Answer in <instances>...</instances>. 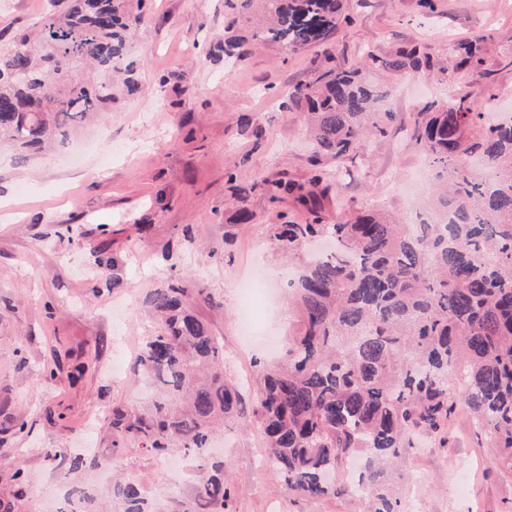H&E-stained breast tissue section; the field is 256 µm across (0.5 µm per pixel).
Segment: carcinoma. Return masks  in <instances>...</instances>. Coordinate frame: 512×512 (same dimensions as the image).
I'll list each match as a JSON object with an SVG mask.
<instances>
[{
  "label": "carcinoma",
  "mask_w": 512,
  "mask_h": 512,
  "mask_svg": "<svg viewBox=\"0 0 512 512\" xmlns=\"http://www.w3.org/2000/svg\"><path fill=\"white\" fill-rule=\"evenodd\" d=\"M345 2L226 0L218 50L229 61L242 63L262 45L285 55L323 48L314 80L289 86L281 102L311 130L315 172L306 184L264 181L270 202L290 198L309 218L267 227L288 258L281 277L298 318L281 360L257 371L250 421L288 489L313 500L350 494L367 502V512H402L386 467L422 439L448 447V418L459 402L512 478V119L490 117L493 107L459 91L424 104L407 134L427 161L429 206L440 222L399 224L373 211L329 220L326 204L349 172L345 160L369 157L372 143L398 123V113L380 111L392 86L370 84L364 69L434 70L451 90L455 71L494 74L483 68L481 37L450 43V68L420 45L338 64L333 37L351 22ZM146 10V0H65L18 34L12 49L0 51V140L21 149L63 141L111 108L119 86L134 89L129 40ZM321 238L334 251L309 257V244ZM192 294L171 279L148 295L155 323L134 371L151 377L157 394L140 412L112 407V447L182 449L206 471L197 497L224 506L232 495L224 463H208L205 452L216 429L241 415L243 397L224 376V347L193 310ZM354 460L359 471L347 482L324 481ZM106 463L69 456L72 471ZM112 506L153 512L134 484L120 480ZM58 512H97L96 501L76 490Z\"/></svg>",
  "instance_id": "1"
}]
</instances>
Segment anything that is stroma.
I'll list each match as a JSON object with an SVG mask.
<instances>
[{
	"label": "stroma",
	"mask_w": 512,
	"mask_h": 512,
	"mask_svg": "<svg viewBox=\"0 0 512 512\" xmlns=\"http://www.w3.org/2000/svg\"><path fill=\"white\" fill-rule=\"evenodd\" d=\"M53 0H0V51L15 35L50 12ZM350 25L336 36L337 59L354 61L368 49L380 56L428 45L450 59L449 38L484 37L493 83L460 72L456 87L500 111L512 110V0H350ZM224 0H154L132 41L138 87L111 110L74 128L65 142L21 156L0 144V512H56L75 487L110 504L112 476L137 485L156 512H364L358 499L311 500L288 490L274 469L259 467L264 441L257 425L229 422L213 456L228 465L234 489L224 510L197 507V462L182 456L179 469L137 446L121 452L115 473H74L45 449L74 454L93 443L111 457L112 407L147 402L145 376L114 375L120 357H135L151 327L150 289L180 275L210 294L195 312L224 340V373L253 394L257 363L268 361L262 340L243 345L237 320L238 281L254 268L276 274L280 259L267 227L281 213L306 215L292 201L269 203L267 179L307 181L311 149L300 118L278 106L289 84L314 79L316 49L288 56L261 47L234 74L213 48L224 39ZM405 91L391 102L411 119L425 103L444 102L448 87L429 70L399 78ZM266 131L254 140L249 127ZM405 130L371 148L370 159L350 162L343 190L346 210L383 209L400 220L428 187L399 192L424 165ZM249 186L244 205L252 224L232 246L224 233L233 220L226 179ZM192 235H185V227ZM115 257L109 276L94 264L99 251ZM54 316H47V306ZM86 363L79 379L70 374ZM57 364L54 378L45 369ZM28 428L17 433L14 422ZM27 476L18 484L16 472ZM388 479L403 512H512V479L474 433L466 408L448 422L444 448H411Z\"/></svg>",
	"instance_id": "obj_1"
}]
</instances>
